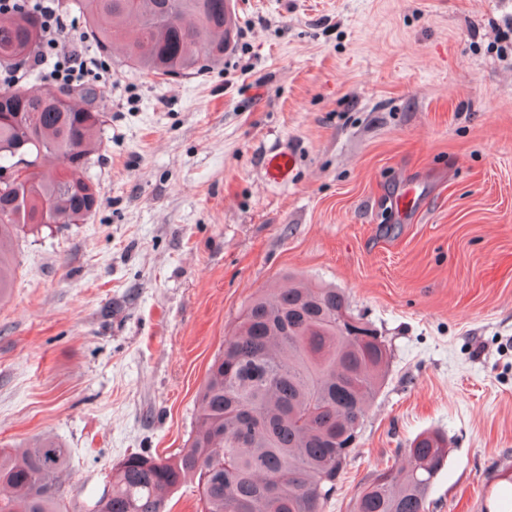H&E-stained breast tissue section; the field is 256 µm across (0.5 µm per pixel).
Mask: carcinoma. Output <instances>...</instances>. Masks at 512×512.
<instances>
[{
  "instance_id": "carcinoma-1",
  "label": "carcinoma",
  "mask_w": 512,
  "mask_h": 512,
  "mask_svg": "<svg viewBox=\"0 0 512 512\" xmlns=\"http://www.w3.org/2000/svg\"><path fill=\"white\" fill-rule=\"evenodd\" d=\"M92 40L130 65L168 79L224 62V0H67ZM31 9L0 8V64H15L35 41ZM54 89L28 82L0 87V167L26 155L32 171L0 183V303L13 288L14 244L26 229L83 224L100 191L86 176L103 149L104 112L93 83ZM374 336L377 342H365ZM389 348L353 316L338 288L298 283L270 289L243 311L209 368L189 446L173 459L132 453L112 466L89 512H166L168 496L197 479L200 512H323L353 449L333 435L359 431L380 392ZM407 465L377 472L353 512H425L448 457L445 438L418 434ZM66 450L52 438L20 454L0 448V512H70L60 493Z\"/></svg>"
}]
</instances>
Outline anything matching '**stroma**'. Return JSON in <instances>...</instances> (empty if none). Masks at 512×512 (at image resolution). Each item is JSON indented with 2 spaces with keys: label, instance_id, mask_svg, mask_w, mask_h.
I'll return each mask as SVG.
<instances>
[{
  "label": "stroma",
  "instance_id": "35a3bbf8",
  "mask_svg": "<svg viewBox=\"0 0 512 512\" xmlns=\"http://www.w3.org/2000/svg\"><path fill=\"white\" fill-rule=\"evenodd\" d=\"M239 2L235 51L190 77L85 41L100 205L17 242L0 448L53 438L86 510L125 456L187 447L252 296L325 283L390 360L323 512L426 430L448 448L426 512H512V0ZM293 166L290 154L279 153L269 157L266 161V174L274 182H283L288 179V174Z\"/></svg>",
  "mask_w": 512,
  "mask_h": 512
}]
</instances>
